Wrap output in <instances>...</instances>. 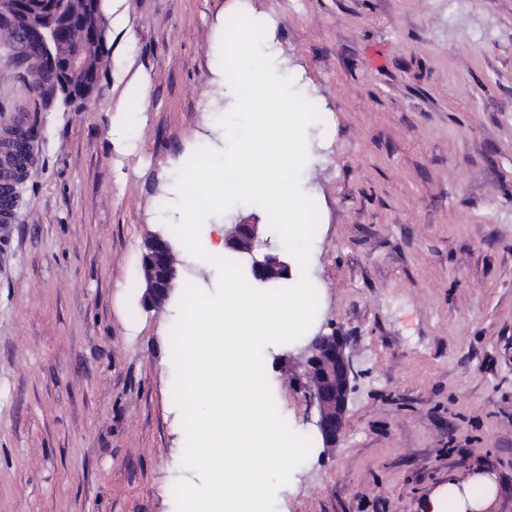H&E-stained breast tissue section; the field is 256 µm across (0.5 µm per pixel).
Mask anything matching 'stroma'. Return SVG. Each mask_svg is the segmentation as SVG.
Instances as JSON below:
<instances>
[{"label":"stroma","mask_w":512,"mask_h":512,"mask_svg":"<svg viewBox=\"0 0 512 512\" xmlns=\"http://www.w3.org/2000/svg\"><path fill=\"white\" fill-rule=\"evenodd\" d=\"M107 64L84 103L42 108L4 66L0 111L39 112L37 164L0 229V512H175L194 474L174 399L178 300L141 304L149 234L179 169L224 150L217 68L239 12L319 112L301 188L319 225L311 333L352 338L361 376L337 447L264 369L310 443L276 512H422L448 478L495 474L512 512V0H101Z\"/></svg>","instance_id":"1"}]
</instances>
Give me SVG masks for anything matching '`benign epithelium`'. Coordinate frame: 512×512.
Wrapping results in <instances>:
<instances>
[{"label":"benign epithelium","mask_w":512,"mask_h":512,"mask_svg":"<svg viewBox=\"0 0 512 512\" xmlns=\"http://www.w3.org/2000/svg\"><path fill=\"white\" fill-rule=\"evenodd\" d=\"M101 0H0V27L16 49H39L44 75L72 94H83L94 83L90 66L94 49L105 43ZM76 31L80 38L65 57L47 50V36L55 38ZM224 248L249 258L250 272L257 281L287 280L291 266L285 253L262 248L261 225L241 222L224 233ZM144 289L141 305L162 309L177 290L179 271L174 246L163 233H154L144 243L141 258ZM294 378L316 406L317 429L326 447L336 445L346 427L348 405L359 371L348 352V337L334 330L319 331L295 361Z\"/></svg>","instance_id":"7a95c632"}]
</instances>
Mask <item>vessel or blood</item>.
<instances>
[{
	"label": "vessel or blood",
	"mask_w": 512,
	"mask_h": 512,
	"mask_svg": "<svg viewBox=\"0 0 512 512\" xmlns=\"http://www.w3.org/2000/svg\"><path fill=\"white\" fill-rule=\"evenodd\" d=\"M30 118V113L15 112L10 120L0 125V224L4 226L14 224L18 219L15 191L36 160L32 148H25L21 153L16 150V143L25 133Z\"/></svg>",
	"instance_id": "vessel-or-blood-1"
}]
</instances>
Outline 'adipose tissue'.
I'll return each mask as SVG.
<instances>
[{"instance_id":"obj_1","label":"adipose tissue","mask_w":512,"mask_h":512,"mask_svg":"<svg viewBox=\"0 0 512 512\" xmlns=\"http://www.w3.org/2000/svg\"><path fill=\"white\" fill-rule=\"evenodd\" d=\"M497 493L493 474L475 472L467 481L440 485L424 502V512H488Z\"/></svg>"}]
</instances>
